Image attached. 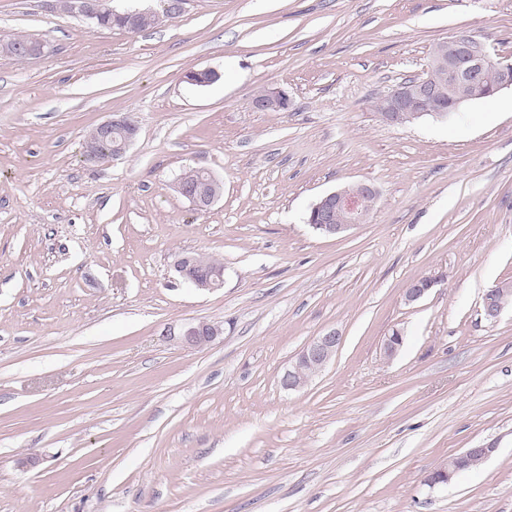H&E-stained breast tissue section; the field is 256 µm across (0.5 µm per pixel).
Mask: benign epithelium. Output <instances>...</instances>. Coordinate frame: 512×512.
<instances>
[{"instance_id": "benign-epithelium-1", "label": "benign epithelium", "mask_w": 512, "mask_h": 512, "mask_svg": "<svg viewBox=\"0 0 512 512\" xmlns=\"http://www.w3.org/2000/svg\"><path fill=\"white\" fill-rule=\"evenodd\" d=\"M108 7L105 0H66L63 8L69 13L83 17L93 23L95 16ZM496 69L503 81L496 91L512 87V62L494 58L486 45L470 30L458 29L439 42L438 53L432 66L424 76L412 82L401 83L383 96L378 102L381 119L393 126H405L421 117L447 119L456 114L473 96L458 91V88L474 87L480 84L484 73ZM448 95V106L434 109L429 100ZM288 93L282 89L268 90L252 100L253 109L261 112H278L288 109ZM122 132V140L112 158L122 156L139 135L138 125L127 116L114 118L95 126L96 134L107 139L112 132ZM179 193L199 211L208 210L218 197L210 196L199 189L193 192L179 190ZM378 189L371 183L363 181L349 182L343 187L328 192L313 204L307 223L320 235L325 237H344L366 223L369 212L365 208L366 200L377 197ZM195 260L188 254H178L173 261V269L177 276L191 286L200 290L220 288L224 284V271H213L209 274L193 272ZM438 283L435 277L417 278L410 281L404 289V301L411 305L418 302ZM507 290H490L483 299L482 314L485 320L494 322L499 317L504 303L497 296L506 294ZM222 330L214 325L199 322L189 325L182 336L183 341L194 347L203 348L210 345ZM342 343V336L334 330H328L313 338L296 356L281 377L284 388L297 391L303 388L310 379L322 371L336 355ZM495 447L486 445L479 448H468L448 459L438 469L444 475L453 476L465 470L472 457L487 459Z\"/></svg>"}]
</instances>
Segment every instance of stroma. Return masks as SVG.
Returning <instances> with one entry per match:
<instances>
[{
	"instance_id": "stroma-1",
	"label": "stroma",
	"mask_w": 512,
	"mask_h": 512,
	"mask_svg": "<svg viewBox=\"0 0 512 512\" xmlns=\"http://www.w3.org/2000/svg\"><path fill=\"white\" fill-rule=\"evenodd\" d=\"M459 27L512 59V0H189L136 34L0 0V37L45 45L0 54V512H512V305L482 315L512 284V89L446 121L376 109ZM271 89L288 110H253ZM116 114L138 140L85 161ZM191 168L223 185L208 210L174 189ZM351 181L379 191L367 223L314 232ZM184 252L223 287L185 284ZM198 322L223 333L190 347ZM327 330L335 357L284 390ZM341 343L342 336L335 330H328L314 337L282 374V386L291 391L303 388L314 375L327 366ZM495 451V447L493 445H486L479 448H469L465 451L451 457L448 459L447 463L439 468L437 472H440L444 475L453 476L455 474L460 473L465 470L469 461L472 457L478 456L480 460L484 461L487 459L493 452ZM478 465H473L470 468L466 469L464 472L472 470L476 468Z\"/></svg>"
}]
</instances>
